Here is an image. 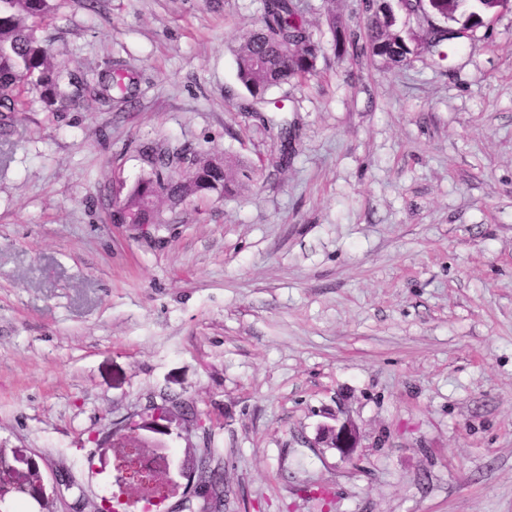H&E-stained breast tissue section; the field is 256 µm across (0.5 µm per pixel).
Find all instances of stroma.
Masks as SVG:
<instances>
[{
    "label": "stroma",
    "mask_w": 512,
    "mask_h": 512,
    "mask_svg": "<svg viewBox=\"0 0 512 512\" xmlns=\"http://www.w3.org/2000/svg\"><path fill=\"white\" fill-rule=\"evenodd\" d=\"M301 3L322 51L271 112L234 55L263 0H51L53 63L134 84L119 110L0 114L7 512H38L33 469L52 512H100L104 437L167 397L163 441L214 448L220 512H512V10L443 59L397 23L394 66L362 0ZM156 146L231 158L234 193L113 223ZM324 438L330 443L331 448H336L341 458L346 462H352L357 449V437L353 428L348 424L340 426H324Z\"/></svg>",
    "instance_id": "1"
}]
</instances>
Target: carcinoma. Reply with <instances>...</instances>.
<instances>
[{
	"instance_id": "obj_1",
	"label": "carcinoma",
	"mask_w": 512,
	"mask_h": 512,
	"mask_svg": "<svg viewBox=\"0 0 512 512\" xmlns=\"http://www.w3.org/2000/svg\"><path fill=\"white\" fill-rule=\"evenodd\" d=\"M409 15H435L445 23L459 24L478 13L496 12L498 3L484 0H401ZM369 11L366 38L372 56L394 65L408 61L409 52L398 50L400 33L394 30L395 18L384 2L374 3ZM50 0H0V110L20 112L34 93L47 109L61 112L84 96L85 88L65 80L53 64L48 49L36 36L35 24L50 20ZM320 47L313 42L301 19L298 0H263V15L249 29L235 51L238 81L252 99L274 112L285 109L282 99H270V90L292 79H304L315 71ZM129 84L123 77L112 79L115 95L97 92V100L116 106L126 102ZM185 154L182 148H163L152 162L151 173L140 179L112 212L114 224H152L160 215L163 201L175 207L192 197L232 192L233 164L227 159L194 156V173L180 179L170 175L174 160ZM213 450L204 448L191 459V469L214 495L221 493L210 470Z\"/></svg>"
}]
</instances>
